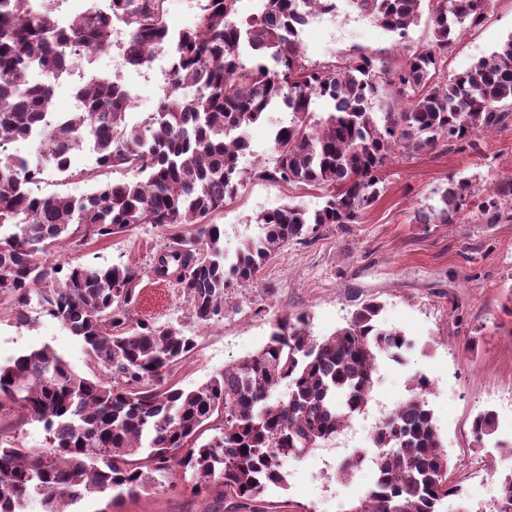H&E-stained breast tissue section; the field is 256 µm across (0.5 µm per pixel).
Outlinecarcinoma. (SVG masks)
Segmentation results:
<instances>
[{"mask_svg": "<svg viewBox=\"0 0 512 512\" xmlns=\"http://www.w3.org/2000/svg\"><path fill=\"white\" fill-rule=\"evenodd\" d=\"M28 2L0 0V304L24 323L37 301L83 341L105 377L74 372L49 347L0 365V398L42 424L47 436L43 450L0 443V512H23L34 495L45 512H66L94 493H110L114 503L178 467L191 472L193 493H215L227 512H269L266 492L286 485L283 461L340 433L367 407L378 357L399 360L414 341L382 328V306L374 301L359 304L321 341L310 336L304 315L279 318L256 353L196 388H177L167 374L194 350L196 337L133 318L141 272L69 262L49 268L45 256L72 238L75 226L104 237L151 224L169 233L153 274L174 280L192 318L209 325L224 317L229 290L254 281L282 246L326 224L360 223L380 197L381 171L396 148L419 153L446 142L477 152V134L511 122L512 35L447 81L436 76L441 55L463 29L481 24L489 0H429L433 43L395 68L366 54L323 67L304 63L300 32L334 9L332 0H263L262 12L244 21L237 19L238 0H204L200 26L178 35L165 24L166 0H108L106 13L77 12L64 27L50 9L30 10ZM351 2L401 38L419 19L421 0ZM112 14L125 23L128 65L169 50L172 91L131 124L130 91L98 80L76 90L77 111L45 125L54 82L82 49H112ZM35 69L53 81H31ZM385 87L394 89L397 105L379 116L372 103ZM321 98L330 109L319 115L313 105ZM275 108L289 119L276 125L275 162L259 176L324 189L326 200L312 213L287 203L258 214L261 234L230 258L224 228L207 218L243 186L247 129ZM36 132L43 157L60 173L88 140L99 168L123 169L134 179L107 182L80 199L34 196L28 185L42 168L8 152V144ZM508 199L511 181L483 196L469 181L451 180L438 206L415 219L459 224L472 208L497 224ZM185 224L193 231H175ZM431 388L427 376L413 377L410 396L374 428V479L348 512H441L460 492L428 405ZM496 429L493 412L479 413L474 442ZM208 430L217 434L205 440ZM491 512H512V472L498 478Z\"/></svg>", "mask_w": 512, "mask_h": 512, "instance_id": "carcinoma-1", "label": "carcinoma"}]
</instances>
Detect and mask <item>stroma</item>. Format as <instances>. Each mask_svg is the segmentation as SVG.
Wrapping results in <instances>:
<instances>
[{
    "label": "stroma",
    "mask_w": 512,
    "mask_h": 512,
    "mask_svg": "<svg viewBox=\"0 0 512 512\" xmlns=\"http://www.w3.org/2000/svg\"><path fill=\"white\" fill-rule=\"evenodd\" d=\"M345 0L336 11L316 16L301 33L305 60L311 65L360 53L400 63L432 40L427 17H420L407 39H397L375 21L348 16ZM512 35V0H489L483 22L462 31L442 58L437 74L453 78L478 60L490 57ZM165 57L134 68L124 66L120 81L130 91V116L139 121L155 112L163 95L160 69ZM276 109L267 121L248 130L253 152L242 159L255 169L274 163L273 129L286 120ZM481 152L437 146L421 153L395 150L382 171L384 190L357 224H330L313 237L283 246L261 269L254 283L231 289L222 320L196 323L177 285L159 289L153 260L166 238L150 224L106 238L87 237L81 246L67 242L51 262L70 261L97 267L131 266L142 271L137 317L171 323L195 336L196 347L173 367L168 379L177 387L195 388L241 360L268 341L275 318L306 315L315 339L343 327L359 303H382L383 326L397 328L415 347L402 361L380 357L382 377L364 413L342 432L303 457L286 459V488H270V501H288L287 512H349L373 480L364 466L349 480L337 467L349 450L371 449V434L381 413L391 412L409 395L414 375L432 382L428 396L434 423L448 454L450 478L460 496L444 503V512H488L498 496L497 476L512 471V461L500 454V444L512 445V220L483 223L476 215L458 224H419L417 211L436 205L449 180L470 179L483 190L512 180V124L481 136ZM126 171H99L90 144L71 154L68 172L47 171L32 183L33 195L57 193L78 199L97 182L126 180ZM321 189L246 178L237 196L212 214L210 223L224 227V251L234 255L241 241L258 235L256 216L286 203L308 211L324 204ZM28 320L16 323L10 309L0 305V363L24 350L50 347L73 369L89 372L85 346L59 320L45 316L38 304L27 310ZM493 411L497 431L474 447V417ZM27 446L46 445L42 426L26 421L20 408L0 402V441ZM190 473L174 471L158 478L146 492L124 497L116 505L92 494L71 512H215L214 495L191 493Z\"/></svg>",
    "instance_id": "obj_1"
}]
</instances>
